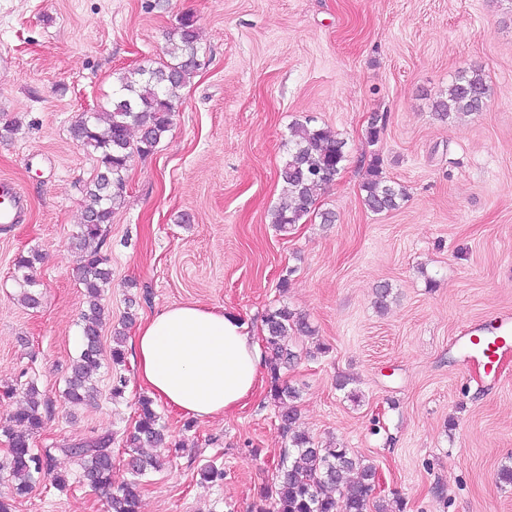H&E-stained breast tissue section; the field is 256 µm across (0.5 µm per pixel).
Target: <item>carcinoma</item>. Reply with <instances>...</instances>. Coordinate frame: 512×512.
I'll list each match as a JSON object with an SVG mask.
<instances>
[{"label":"carcinoma","instance_id":"cac0c4a2","mask_svg":"<svg viewBox=\"0 0 512 512\" xmlns=\"http://www.w3.org/2000/svg\"><path fill=\"white\" fill-rule=\"evenodd\" d=\"M167 60L148 62L119 73L112 88L109 107L94 112L71 128L81 146L97 155L98 172L86 188L84 222L75 237L81 251L80 284L88 305L80 316L81 348L66 378L64 398L82 405L97 393L96 377L101 368L103 350L101 332L105 308L101 303L105 288L112 281L109 260L102 253L106 226L112 213L124 201V172L136 154L151 153L172 125V116L181 104L180 92L200 69L199 41L193 16L183 15L168 36ZM489 96V86L478 70L460 73L448 87L447 96L432 103L437 119L447 121L459 115L479 112ZM346 161V141L332 131L296 121L289 129L287 158L279 176L286 185L284 200L271 213V223L283 230L300 223L315 212L313 190L329 184ZM365 205L375 213L395 210L406 197L405 190L387 180L374 160L361 185ZM42 255H21L15 262V279L20 299L30 308L39 305V297L30 291L36 285L35 264ZM266 343L273 353L269 364V393L282 407L280 427L288 437L270 490L254 502L251 512H368L375 480V468L354 457L346 448H318L296 430V406L299 390L281 380V369L299 354L292 349L293 334L311 332L305 317L286 307L269 311L264 319ZM124 330L112 336L110 359L124 363ZM50 413L49 401L40 398L37 387H26L24 403L0 426L8 443L5 468L14 478L16 496L28 494L36 482L54 471L56 452L78 460L85 482L106 494L107 512H139L141 477L158 464L157 457L143 448H162L166 444V425L153 408V401L139 400L138 416L125 439L131 478L116 483L112 479V436L66 448H46L33 452L30 439L39 432Z\"/></svg>","mask_w":512,"mask_h":512}]
</instances>
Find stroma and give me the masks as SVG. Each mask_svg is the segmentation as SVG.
<instances>
[{
    "mask_svg": "<svg viewBox=\"0 0 512 512\" xmlns=\"http://www.w3.org/2000/svg\"><path fill=\"white\" fill-rule=\"evenodd\" d=\"M199 29L202 68L181 91L170 130L134 156L124 202L107 227L112 282L102 346L127 308L173 304L237 313L265 338L285 306L314 333L293 338L282 372L300 391L297 427L376 468L371 501L389 512H512V351L496 374L460 336L512 315V0H0V180L25 196L21 224H0V421L12 389L31 382L53 412L35 449L112 435L113 475L127 476L125 439L143 396L132 362L104 360L96 405L62 392L86 306L74 237L96 157L70 129L107 105L122 70L160 61L182 15ZM490 88L482 111L453 122L432 102L463 70ZM313 118L347 143L316 215L279 230L289 125ZM380 128L370 139L371 124ZM403 186L376 214L361 184L373 161ZM336 221L321 223L320 211ZM39 252L36 308L14 278ZM288 290H281V279ZM388 286L386 308L376 291ZM127 380L112 399L114 372ZM171 444L144 477L140 512H250L283 448L279 410L261 386L235 412L206 420L162 402ZM214 462L221 481L200 469ZM65 490L43 477L12 512H106V498L57 454Z\"/></svg>",
    "mask_w": 512,
    "mask_h": 512,
    "instance_id": "stroma-1",
    "label": "stroma"
}]
</instances>
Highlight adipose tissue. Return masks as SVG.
<instances>
[{"label":"adipose tissue","mask_w":512,"mask_h":512,"mask_svg":"<svg viewBox=\"0 0 512 512\" xmlns=\"http://www.w3.org/2000/svg\"><path fill=\"white\" fill-rule=\"evenodd\" d=\"M129 346L140 384L198 419L232 412L253 396L265 362L257 336L238 316L197 304L147 317Z\"/></svg>","instance_id":"1"}]
</instances>
